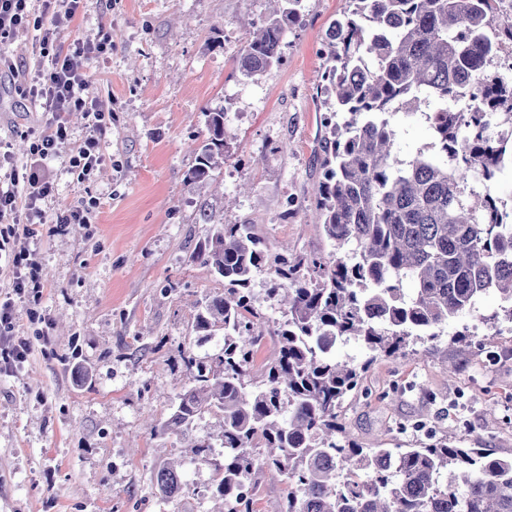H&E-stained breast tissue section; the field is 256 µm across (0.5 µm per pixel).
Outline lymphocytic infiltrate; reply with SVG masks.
<instances>
[{
  "label": "lymphocytic infiltrate",
  "instance_id": "1",
  "mask_svg": "<svg viewBox=\"0 0 512 512\" xmlns=\"http://www.w3.org/2000/svg\"><path fill=\"white\" fill-rule=\"evenodd\" d=\"M82 7L83 0H0V41L32 27L42 32L39 60L28 77H21L10 57L0 54V75L18 79V91L38 101L45 117L25 165H14L10 153L0 152V221L21 225L26 236L37 233L46 222L42 203L56 190L51 163L69 139L66 113L81 112L92 119L89 136L72 150L71 171L82 178L104 160L102 143L110 118L99 109L89 90L87 64L91 58L111 53L112 38L103 30L95 41L67 48L58 40L60 31L73 24ZM45 8L51 12L47 20L41 15ZM0 276L11 288L10 297L0 300V373H10L27 362L33 352L32 342L15 335L14 299L39 296L44 282L33 254L1 234Z\"/></svg>",
  "mask_w": 512,
  "mask_h": 512
}]
</instances>
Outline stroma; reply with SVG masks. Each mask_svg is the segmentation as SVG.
<instances>
[{
    "mask_svg": "<svg viewBox=\"0 0 512 512\" xmlns=\"http://www.w3.org/2000/svg\"><path fill=\"white\" fill-rule=\"evenodd\" d=\"M304 22L287 30L282 60L258 79L239 72L249 22L265 0H84L63 45L112 36L92 60L91 90L112 115L104 162L89 177L71 173V144L91 121L67 117L69 146L55 162L57 190L43 202L48 225L20 244L46 283L39 309L47 342L0 375V512H209L211 468L189 466L173 502L155 489L157 470L190 458L216 437L217 419L197 418L181 435L151 436L146 417H165L188 373L181 351L197 344L195 300L216 280L189 256L210 230L204 217L252 225L268 254H329L333 247L305 210L318 188L315 154L325 109L317 96L330 23L346 0H303ZM223 109L227 157L198 189L186 174L206 135V110ZM42 114L13 85L0 84V147L25 164ZM82 208L84 224L49 232ZM255 272L263 334L255 361L272 351L281 312ZM473 315L449 322L437 350L369 364L339 410L365 446L410 448L394 425L427 422L433 438L467 440L512 455V338L484 326L458 337Z\"/></svg>",
    "mask_w": 512,
    "mask_h": 512,
    "instance_id": "1",
    "label": "stroma"
}]
</instances>
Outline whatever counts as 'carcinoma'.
I'll use <instances>...</instances> for the list:
<instances>
[{"mask_svg": "<svg viewBox=\"0 0 512 512\" xmlns=\"http://www.w3.org/2000/svg\"><path fill=\"white\" fill-rule=\"evenodd\" d=\"M269 2L275 8L252 23L239 58L250 79L280 64L286 30L302 24L303 0ZM501 2L349 0L331 23L314 219L335 251L274 259L267 294L286 319L259 369L251 281L268 263L261 240L249 224L218 220L191 253L221 283L197 303L193 331L200 344L218 336L222 345L202 357L182 351L188 385L149 429L165 437L206 412L221 418L217 439L191 450L193 461L213 466L220 512H254L240 491L264 469L288 479L275 512H512V456L446 439L365 448L346 438L338 410L369 362L332 354L351 336L375 357L404 358L417 343L434 349L448 321L491 292L502 305L488 322L512 324V210L496 190L512 166V81L493 68L502 40H512V25L495 22ZM433 102L425 118L435 154L401 157L392 117ZM205 123L191 185L210 183L224 166V110L205 113ZM472 176L483 190H467ZM156 486L164 500L185 488L170 462Z\"/></svg>", "mask_w": 512, "mask_h": 512, "instance_id": "cac0c4a2", "label": "carcinoma"}]
</instances>
